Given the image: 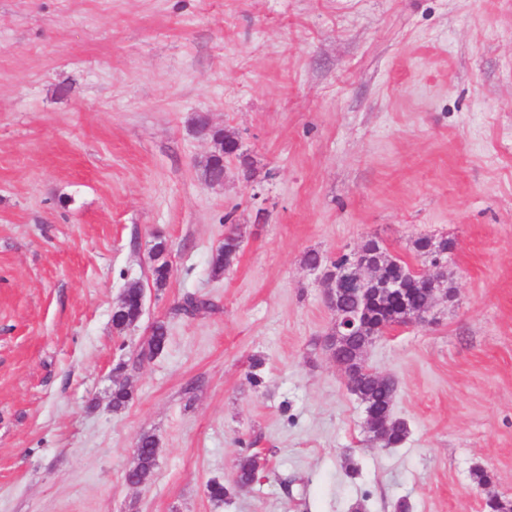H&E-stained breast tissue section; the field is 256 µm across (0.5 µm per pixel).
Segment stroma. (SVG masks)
<instances>
[{"instance_id": "obj_1", "label": "stroma", "mask_w": 512, "mask_h": 512, "mask_svg": "<svg viewBox=\"0 0 512 512\" xmlns=\"http://www.w3.org/2000/svg\"><path fill=\"white\" fill-rule=\"evenodd\" d=\"M200 112L248 159L220 186ZM424 236L452 242L455 294L366 352L409 429L390 448L324 348L304 256L375 239L425 270ZM133 280L143 314L119 332ZM190 296L213 310L177 313ZM145 433L157 464L132 486ZM490 494L512 499V0H0V512H485ZM240 243L238 228L231 224L224 236V244L212 258L211 272L214 276H221L233 264L240 249Z\"/></svg>"}]
</instances>
